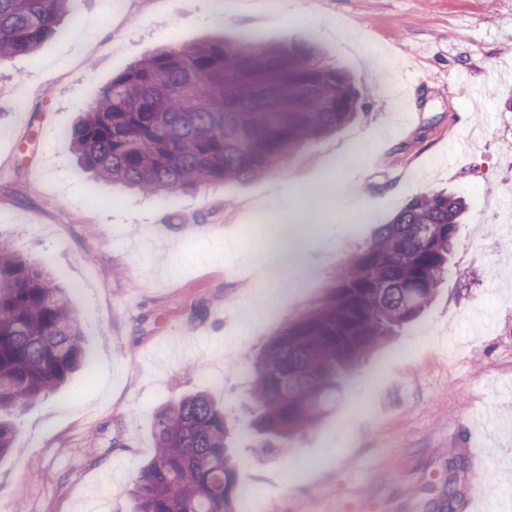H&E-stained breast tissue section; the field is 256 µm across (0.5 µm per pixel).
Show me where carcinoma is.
<instances>
[{
  "mask_svg": "<svg viewBox=\"0 0 512 512\" xmlns=\"http://www.w3.org/2000/svg\"><path fill=\"white\" fill-rule=\"evenodd\" d=\"M69 0H0V58L61 36ZM361 93L343 68L307 44L246 34L144 55L62 136L111 183L153 195L261 176L305 143L350 122ZM462 198L410 200L336 272L323 300L270 339L249 380L255 419L233 432L199 391L161 408L155 451L131 491L133 512H235L245 461L234 437L288 448L338 400L343 376L412 325L448 273ZM85 333L47 265L0 238V459L17 452L13 413L87 365Z\"/></svg>",
  "mask_w": 512,
  "mask_h": 512,
  "instance_id": "cac0c4a2",
  "label": "carcinoma"
}]
</instances>
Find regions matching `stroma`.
<instances>
[{
	"mask_svg": "<svg viewBox=\"0 0 512 512\" xmlns=\"http://www.w3.org/2000/svg\"><path fill=\"white\" fill-rule=\"evenodd\" d=\"M71 0L62 36L0 59V234L49 264L83 320L87 374L15 413L16 454L0 461V512H132L129 489L154 448L157 411L208 391L239 427L247 378L267 342L317 305L372 222L445 190L469 213L449 272L416 323L351 370L335 409L288 452L240 441L251 494L237 512H512V237H475L492 205L512 200L495 167L512 141V0ZM250 33L312 42L364 92L358 116L307 142L282 168L162 197L83 171L62 133L90 92L145 53ZM412 114L395 111V91ZM24 109H16V99ZM477 133L454 166L449 140ZM356 181L357 213L312 194ZM297 211L288 234L314 278L260 277L267 248L246 225ZM249 333L238 336L240 326Z\"/></svg>",
	"mask_w": 512,
	"mask_h": 512,
	"instance_id": "obj_1",
	"label": "stroma"
}]
</instances>
